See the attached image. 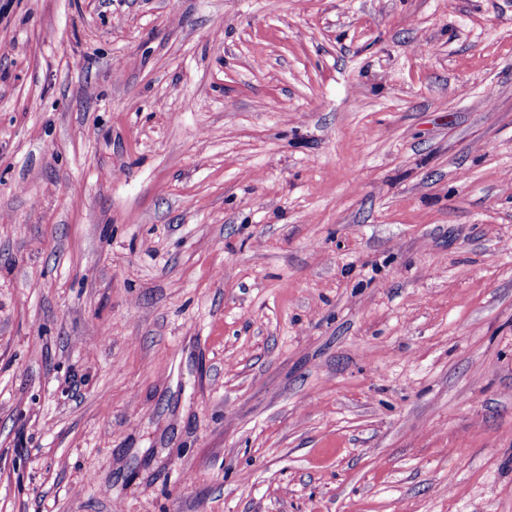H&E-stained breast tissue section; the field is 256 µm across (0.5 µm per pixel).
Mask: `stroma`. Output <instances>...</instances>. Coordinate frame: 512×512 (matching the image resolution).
I'll return each mask as SVG.
<instances>
[{"mask_svg": "<svg viewBox=\"0 0 512 512\" xmlns=\"http://www.w3.org/2000/svg\"><path fill=\"white\" fill-rule=\"evenodd\" d=\"M0 512H512V0H0Z\"/></svg>", "mask_w": 512, "mask_h": 512, "instance_id": "stroma-1", "label": "stroma"}]
</instances>
